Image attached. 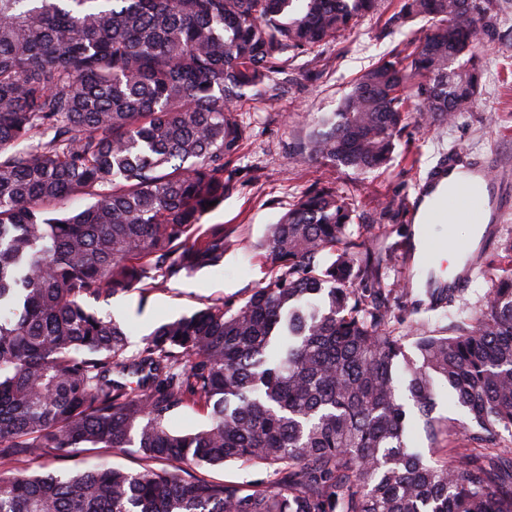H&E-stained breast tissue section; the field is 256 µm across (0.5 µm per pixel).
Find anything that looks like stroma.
<instances>
[{
  "label": "stroma",
  "instance_id": "35a3bbf8",
  "mask_svg": "<svg viewBox=\"0 0 512 512\" xmlns=\"http://www.w3.org/2000/svg\"><path fill=\"white\" fill-rule=\"evenodd\" d=\"M489 18L478 36L481 75L472 112L455 124L428 130L413 119L386 168L360 175L327 162L309 161L295 152L314 120L335 111L363 72L398 43L387 20L399 0H379L373 14L361 18L336 42L322 46L318 68L297 58L288 68V97L249 112L250 130L240 160L233 162V189L204 225L220 224L230 246L224 264L170 280L147 293L132 291L97 302L100 314L113 315L131 330V344L155 328L189 315L212 302L242 304L255 288L266 285L272 272L257 253L269 224L275 223L307 190L329 186L350 198L362 224L364 250L380 249L391 257L385 281L392 289L389 304L402 314L413 303L403 284L420 288L425 259L406 264L411 251L408 204L414 186L442 150L455 146L497 160L496 176L512 182V0H482ZM512 240V213L498 224L488 244L486 264L474 270L466 290L478 303L490 282L507 268L504 246Z\"/></svg>",
  "mask_w": 512,
  "mask_h": 512
}]
</instances>
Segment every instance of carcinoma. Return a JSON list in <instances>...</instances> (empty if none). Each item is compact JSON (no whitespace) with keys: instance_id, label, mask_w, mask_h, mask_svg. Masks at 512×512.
I'll list each match as a JSON object with an SVG mask.
<instances>
[{"instance_id":"carcinoma-1","label":"carcinoma","mask_w":512,"mask_h":512,"mask_svg":"<svg viewBox=\"0 0 512 512\" xmlns=\"http://www.w3.org/2000/svg\"><path fill=\"white\" fill-rule=\"evenodd\" d=\"M377 0H0V512H512V269L484 306L427 292L399 334L356 211L303 194L260 244L273 279L166 322L128 354L90 303L224 264L202 229L246 137ZM414 18L423 34L403 31ZM481 0H403L395 54L300 150L368 174L407 121L471 111ZM92 202L71 212L68 200ZM414 337L415 356L404 341ZM457 414L437 416L435 382ZM188 407L208 413L178 430ZM424 436L441 457L413 445ZM134 448L107 465H18ZM269 473L214 482L205 466ZM41 461V459L34 460L30 462V464L23 466L20 469L26 470V473L30 474L33 471H52L57 467L86 469L100 462H105L112 467L127 471H138L142 469V461L140 457L135 452H133L131 448H112L100 454L88 453L82 459L71 460L61 465H52L46 469L40 468Z\"/></svg>"}]
</instances>
